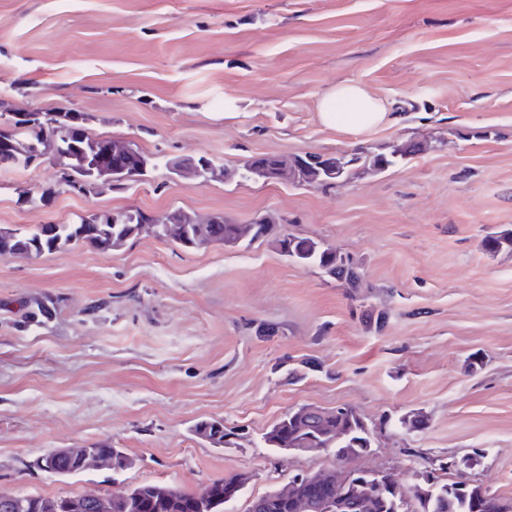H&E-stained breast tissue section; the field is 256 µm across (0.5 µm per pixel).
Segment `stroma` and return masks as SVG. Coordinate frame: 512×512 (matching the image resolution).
<instances>
[{"label": "stroma", "mask_w": 512, "mask_h": 512, "mask_svg": "<svg viewBox=\"0 0 512 512\" xmlns=\"http://www.w3.org/2000/svg\"><path fill=\"white\" fill-rule=\"evenodd\" d=\"M355 80L389 118L325 127L326 90ZM0 99L81 113L93 135L151 155L112 190H61L45 160L0 168V227L173 209L335 247L360 288L268 242L186 249L144 230L118 248L77 243L0 255V491L104 496L147 483L249 481L226 512L330 453L274 454L263 434L290 409H359L368 469L401 482L443 458L512 498V0H0ZM385 172L333 187L245 181L256 154L388 152ZM231 175L189 182L172 156ZM53 301L51 315L37 303ZM418 413L427 427H401ZM240 439L215 447L201 421ZM120 448L131 467L52 476L60 448ZM193 432L202 436L213 445H218L220 447H224V440H229L231 438H226L229 435L234 434L236 437H239L232 429H227L224 426V423L219 421H201L194 426Z\"/></svg>", "instance_id": "35a3bbf8"}]
</instances>
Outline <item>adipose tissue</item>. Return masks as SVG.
<instances>
[{"instance_id":"1","label":"adipose tissue","mask_w":512,"mask_h":512,"mask_svg":"<svg viewBox=\"0 0 512 512\" xmlns=\"http://www.w3.org/2000/svg\"><path fill=\"white\" fill-rule=\"evenodd\" d=\"M319 118L329 128L369 132L387 121V104L359 82H340L322 95Z\"/></svg>"}]
</instances>
